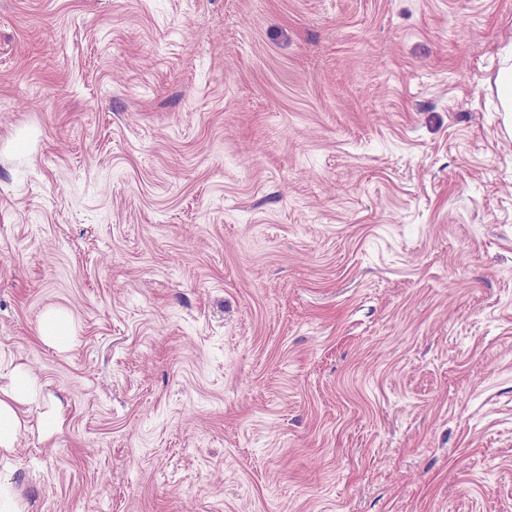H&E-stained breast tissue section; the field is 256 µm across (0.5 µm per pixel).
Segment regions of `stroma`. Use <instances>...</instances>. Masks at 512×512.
Instances as JSON below:
<instances>
[{"instance_id":"obj_1","label":"stroma","mask_w":512,"mask_h":512,"mask_svg":"<svg viewBox=\"0 0 512 512\" xmlns=\"http://www.w3.org/2000/svg\"><path fill=\"white\" fill-rule=\"evenodd\" d=\"M509 46L512 0H0V361L61 410L0 479L512 512ZM505 77H509L508 82H505ZM497 93L503 112L505 131L512 136V82L510 76L501 77L497 81ZM68 317L62 311L50 310L44 317L41 328V335L46 340L54 343H62L66 336L63 335L62 327L67 324Z\"/></svg>"}]
</instances>
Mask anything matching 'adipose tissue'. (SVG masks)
<instances>
[{
  "label": "adipose tissue",
  "mask_w": 512,
  "mask_h": 512,
  "mask_svg": "<svg viewBox=\"0 0 512 512\" xmlns=\"http://www.w3.org/2000/svg\"><path fill=\"white\" fill-rule=\"evenodd\" d=\"M9 378V385L0 387V463L12 453L18 434L28 426L26 407L42 398L41 385L23 366H15Z\"/></svg>",
  "instance_id": "adipose-tissue-1"
}]
</instances>
